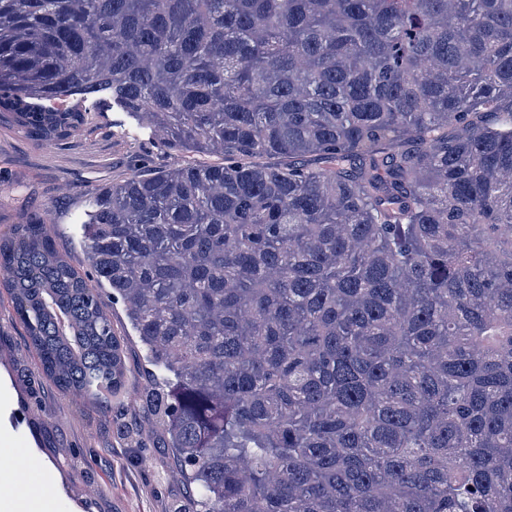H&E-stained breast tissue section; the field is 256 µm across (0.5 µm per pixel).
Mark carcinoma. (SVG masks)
I'll return each mask as SVG.
<instances>
[{
	"label": "carcinoma",
	"mask_w": 512,
	"mask_h": 512,
	"mask_svg": "<svg viewBox=\"0 0 512 512\" xmlns=\"http://www.w3.org/2000/svg\"><path fill=\"white\" fill-rule=\"evenodd\" d=\"M102 91L171 165L0 287L60 392L149 362L197 512H512V0H0V108ZM218 152L223 161L201 159Z\"/></svg>",
	"instance_id": "cac0c4a2"
}]
</instances>
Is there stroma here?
<instances>
[{"mask_svg":"<svg viewBox=\"0 0 512 512\" xmlns=\"http://www.w3.org/2000/svg\"><path fill=\"white\" fill-rule=\"evenodd\" d=\"M153 126L99 96L83 131L50 147L19 132L0 108V233L38 218L54 227L61 253L88 271L80 226L90 188L170 164ZM102 302L121 334L128 394L110 404L62 394L41 373L9 300L0 299V444L27 445L55 473L42 493L53 512H189L192 488L165 448L159 417L139 399L153 368L121 303Z\"/></svg>","mask_w":512,"mask_h":512,"instance_id":"stroma-1","label":"stroma"}]
</instances>
